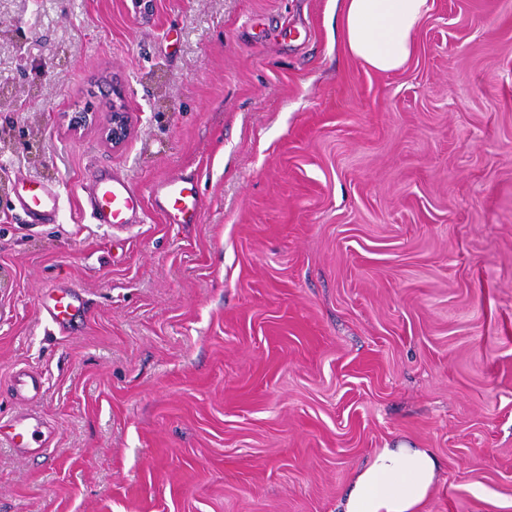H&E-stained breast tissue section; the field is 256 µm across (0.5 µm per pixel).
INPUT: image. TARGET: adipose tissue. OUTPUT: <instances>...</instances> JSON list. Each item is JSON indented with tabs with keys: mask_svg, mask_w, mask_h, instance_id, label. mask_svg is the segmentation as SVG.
Returning a JSON list of instances; mask_svg holds the SVG:
<instances>
[{
	"mask_svg": "<svg viewBox=\"0 0 512 512\" xmlns=\"http://www.w3.org/2000/svg\"><path fill=\"white\" fill-rule=\"evenodd\" d=\"M432 0H341L347 52L365 66L391 72L415 53L414 35ZM437 463L427 448H383L358 470L343 512H423Z\"/></svg>",
	"mask_w": 512,
	"mask_h": 512,
	"instance_id": "obj_1",
	"label": "adipose tissue"
}]
</instances>
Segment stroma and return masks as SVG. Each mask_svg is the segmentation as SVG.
Wrapping results in <instances>:
<instances>
[{
	"label": "stroma",
	"mask_w": 512,
	"mask_h": 512,
	"mask_svg": "<svg viewBox=\"0 0 512 512\" xmlns=\"http://www.w3.org/2000/svg\"><path fill=\"white\" fill-rule=\"evenodd\" d=\"M415 45L367 68L336 0H0V418L55 431L0 441V512H342L401 447L438 460L425 512H512V0H433ZM99 166L196 176L198 223H92ZM16 178L58 184L57 223ZM54 282L84 295L67 333ZM111 99L110 120L101 129L102 138L112 146V149H120L127 141L131 133V119L127 111L121 89L112 83L106 91ZM110 92V93H109ZM24 183L15 182V207L22 211L28 224H54L61 207V192L54 184L39 183L23 190ZM21 187V188H20ZM8 423L9 440L14 448L26 453H43L49 448L54 428L41 415L12 416Z\"/></svg>",
	"instance_id": "stroma-1"
}]
</instances>
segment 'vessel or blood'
<instances>
[{"label": "vessel or blood", "instance_id": "vessel-or-blood-1", "mask_svg": "<svg viewBox=\"0 0 512 512\" xmlns=\"http://www.w3.org/2000/svg\"><path fill=\"white\" fill-rule=\"evenodd\" d=\"M82 207L93 223L111 228H126L142 223L147 210H154L170 224L196 223L201 197L191 176L177 175L138 187L116 175L111 168L100 167L89 176L83 189ZM16 207L30 224L56 223L61 207L57 185L41 183L30 189L15 188ZM45 311L60 328H72L84 314V300L74 285L52 284ZM9 440L24 452L42 453L49 448L54 429L40 415L26 414L9 420Z\"/></svg>", "mask_w": 512, "mask_h": 512}]
</instances>
